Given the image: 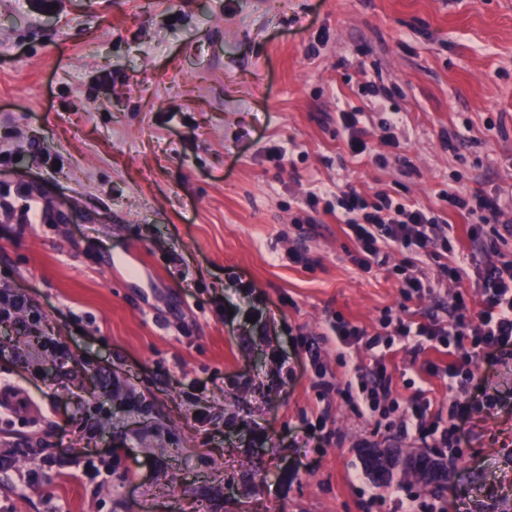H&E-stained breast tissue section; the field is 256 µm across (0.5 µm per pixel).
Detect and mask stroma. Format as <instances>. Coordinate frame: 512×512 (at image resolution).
I'll return each mask as SVG.
<instances>
[{"label":"stroma","instance_id":"stroma-1","mask_svg":"<svg viewBox=\"0 0 512 512\" xmlns=\"http://www.w3.org/2000/svg\"><path fill=\"white\" fill-rule=\"evenodd\" d=\"M458 173L512 192V0H0V290L28 301L0 324V512H512V355L445 488L380 487L363 446L422 450L388 427L432 355L397 342L398 407L360 416L338 391L369 357L323 339L477 302L471 277L408 300L360 271L331 210L438 208ZM360 112L342 111L340 113L342 130L348 133V147L352 154L362 155L369 151L368 143L362 138V130L358 128ZM329 327L332 334L325 336H336V342L346 348L353 343H359L365 336H368L364 330H360L339 314L329 321Z\"/></svg>","mask_w":512,"mask_h":512}]
</instances>
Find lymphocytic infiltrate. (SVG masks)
Segmentation results:
<instances>
[{
	"label": "lymphocytic infiltrate",
	"instance_id": "lymphocytic-infiltrate-1",
	"mask_svg": "<svg viewBox=\"0 0 512 512\" xmlns=\"http://www.w3.org/2000/svg\"><path fill=\"white\" fill-rule=\"evenodd\" d=\"M441 198L446 209L466 218L467 237L481 244L486 255L485 262L474 266L479 310L470 311L465 297L459 294L449 304L444 321L434 318L418 322L399 317L388 320L386 332L368 336L338 315L330 320L329 327L341 346L362 343L372 361L371 377L358 381L355 395L348 398L353 411L361 416L375 414L390 395L384 361L396 339L413 342L419 351L443 354V361L427 362L424 373L446 381L449 391L454 392L447 413L432 412L430 400L419 391L396 427L403 437L452 451L458 446L460 424L467 415L459 393L474 389L483 363L512 348V253L502 249L503 243L512 239V221L507 218L512 207L501 193L473 190L461 182L442 192ZM446 209L421 208L392 198L383 190L370 198L352 188L336 192V218L344 224L354 245L353 263L366 273L375 266L387 268L409 299L434 292L437 282H455L461 277V267L448 260L457 251V239L445 216ZM396 252L403 259L390 264L389 258ZM426 256L441 261L436 279L422 278L411 271Z\"/></svg>",
	"mask_w": 512,
	"mask_h": 512
}]
</instances>
